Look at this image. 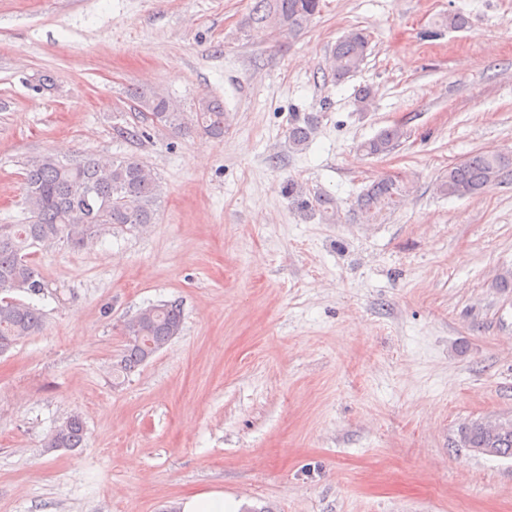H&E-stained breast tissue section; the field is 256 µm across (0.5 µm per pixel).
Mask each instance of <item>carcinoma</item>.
Segmentation results:
<instances>
[{"mask_svg":"<svg viewBox=\"0 0 512 512\" xmlns=\"http://www.w3.org/2000/svg\"><path fill=\"white\" fill-rule=\"evenodd\" d=\"M321 0H254L247 22L263 24L277 33L296 35L305 30L320 11ZM467 19L459 13L441 15L435 25L462 29ZM369 49L367 35L347 31L332 52L334 75L340 81L357 71ZM136 106V123L117 129L126 140L147 136L146 125L162 126L176 133H198L212 139L224 137L227 115L215 99L202 97L191 112L180 111L166 96L148 89L130 92ZM316 119H296L288 127V140L295 147L308 142ZM399 125L382 129L362 144L370 156L395 149L404 138ZM25 204L30 217L23 224H0V354L21 340L40 333L43 314L34 305L15 297L24 292L44 293L46 284L33 261L37 250L64 245L81 250L93 245L106 229H137L156 222L162 186L137 157L103 159L77 155L63 163L47 154L24 163ZM512 181V154L473 151L448 165L436 183L448 197L473 196L492 182ZM407 194L406 184L392 175L376 180L357 199V208L367 222H377L397 210ZM183 311L176 301L140 309L123 324L127 336L120 360L113 366L119 377L134 372L179 336ZM85 439L84 422L75 413L55 428L47 447L77 448ZM455 441L464 448H494L500 458H512V426L495 431L482 421L459 425Z\"/></svg>","mask_w":512,"mask_h":512,"instance_id":"1","label":"carcinoma"}]
</instances>
